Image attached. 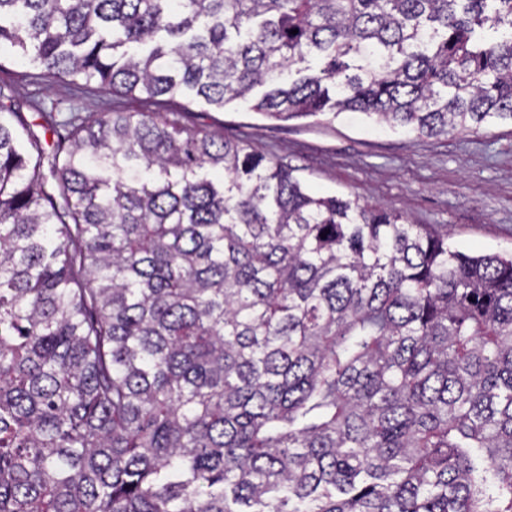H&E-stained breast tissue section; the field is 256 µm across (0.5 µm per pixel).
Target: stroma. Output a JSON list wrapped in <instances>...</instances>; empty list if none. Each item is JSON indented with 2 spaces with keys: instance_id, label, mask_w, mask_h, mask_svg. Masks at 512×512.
Listing matches in <instances>:
<instances>
[{
  "instance_id": "stroma-1",
  "label": "stroma",
  "mask_w": 512,
  "mask_h": 512,
  "mask_svg": "<svg viewBox=\"0 0 512 512\" xmlns=\"http://www.w3.org/2000/svg\"><path fill=\"white\" fill-rule=\"evenodd\" d=\"M0 89L28 121L43 127L64 123L75 112L92 119L112 108L172 110L161 101L42 77L7 48L0 50ZM181 121L246 138L254 151L295 168L312 191L405 210L414 223L447 231L449 242L466 252H512L511 122L436 138L393 129L358 112L277 121L242 102L221 110L193 104Z\"/></svg>"
}]
</instances>
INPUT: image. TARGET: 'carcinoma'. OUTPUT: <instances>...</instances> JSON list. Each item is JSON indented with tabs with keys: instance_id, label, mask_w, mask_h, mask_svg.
<instances>
[{
	"instance_id": "cac0c4a2",
	"label": "carcinoma",
	"mask_w": 512,
	"mask_h": 512,
	"mask_svg": "<svg viewBox=\"0 0 512 512\" xmlns=\"http://www.w3.org/2000/svg\"><path fill=\"white\" fill-rule=\"evenodd\" d=\"M5 44L275 120L512 121V0H0ZM67 126L0 103V512H512V257L205 126Z\"/></svg>"
}]
</instances>
